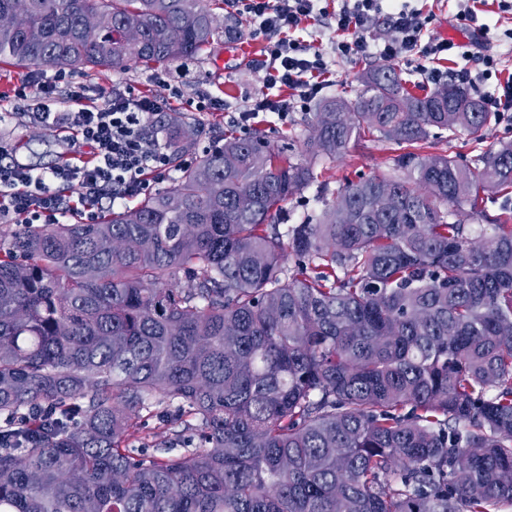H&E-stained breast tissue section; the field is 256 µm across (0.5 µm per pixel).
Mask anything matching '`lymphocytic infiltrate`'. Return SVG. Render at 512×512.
Listing matches in <instances>:
<instances>
[{
	"label": "lymphocytic infiltrate",
	"instance_id": "1",
	"mask_svg": "<svg viewBox=\"0 0 512 512\" xmlns=\"http://www.w3.org/2000/svg\"><path fill=\"white\" fill-rule=\"evenodd\" d=\"M257 29L270 33L253 58L264 72L266 94L246 99L235 119L249 128L263 114L287 118L289 112L307 107L331 84L333 57L363 55L396 60L414 52L434 60L456 49L454 41L428 35L417 10L408 6L384 12L382 0H341L333 15L338 39L332 54L301 44L295 34L303 23L325 15L321 0H235ZM386 13L391 39L369 42L361 33L364 19ZM457 50V49H456ZM460 52V51H459ZM465 65L456 71L458 81L468 84L492 112H512V81H499V62L491 55L480 57L479 71L467 62L470 51L460 52ZM67 82L65 73H35L29 83L15 89L12 105L21 107L38 124L65 133L71 150L49 171L38 173L0 145V218L22 217L27 224H60L73 202L64 198V187L76 189L85 223L95 224L104 209L119 207L138 197L151 181L170 175L169 146L156 123L167 112V100L149 94L118 93L103 102L93 101L85 87L67 83L65 103H58L55 88ZM293 90V98L271 95L274 87Z\"/></svg>",
	"mask_w": 512,
	"mask_h": 512
}]
</instances>
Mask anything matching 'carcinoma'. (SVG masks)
Segmentation results:
<instances>
[{"label": "carcinoma", "instance_id": "obj_1", "mask_svg": "<svg viewBox=\"0 0 512 512\" xmlns=\"http://www.w3.org/2000/svg\"><path fill=\"white\" fill-rule=\"evenodd\" d=\"M203 2L0 0V61L198 56L219 36ZM496 119L469 86L417 95L382 62L355 99L319 104L308 152L386 139L409 147L402 175L347 179L284 233L273 219L313 167L257 129L98 224L16 230L0 243V512H509L512 202L479 240L448 208L487 218L512 143L480 168L428 152L436 130L478 139ZM156 406L179 428L161 457L131 444Z\"/></svg>", "mask_w": 512, "mask_h": 512}]
</instances>
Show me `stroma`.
<instances>
[{"instance_id":"stroma-1","label":"stroma","mask_w":512,"mask_h":512,"mask_svg":"<svg viewBox=\"0 0 512 512\" xmlns=\"http://www.w3.org/2000/svg\"><path fill=\"white\" fill-rule=\"evenodd\" d=\"M410 5L425 17L429 34L447 37L459 44H471L473 52L494 56L504 76H512V39L505 36L507 30H512V12L502 11L498 0H476L474 4L477 22L490 29L485 39L477 38L473 31L477 22L459 17L458 0H411ZM218 21L220 25L231 27L232 32L220 36L210 53L175 63L132 65L121 71L70 70L66 73V82L59 84L57 94L66 96L67 84L73 81L84 84L94 99L120 91L142 92L168 100L170 115L182 117L200 131L196 144L181 154L182 163L196 162L202 150L223 141L225 131L231 128L229 115L241 106L243 97L265 90L263 72L249 66L247 58L235 53L243 42L261 46L262 37L254 34L249 19L229 2L219 11ZM375 62L372 56L337 60L336 83L324 90V97L356 98L363 89L369 66ZM204 99L214 101V108L197 111V103ZM0 141L9 143L23 162L40 171L56 165L68 150L66 140L59 138L57 132L42 128L20 109L0 123ZM508 142H512V121L499 120L483 130L481 139L458 134L448 153L461 163L471 165L490 147ZM401 152V146L394 142L369 138L336 162L316 161L314 182L289 199L276 216V223L298 224L308 215L320 212L324 204L333 201L345 179L395 174L394 159Z\"/></svg>"}]
</instances>
